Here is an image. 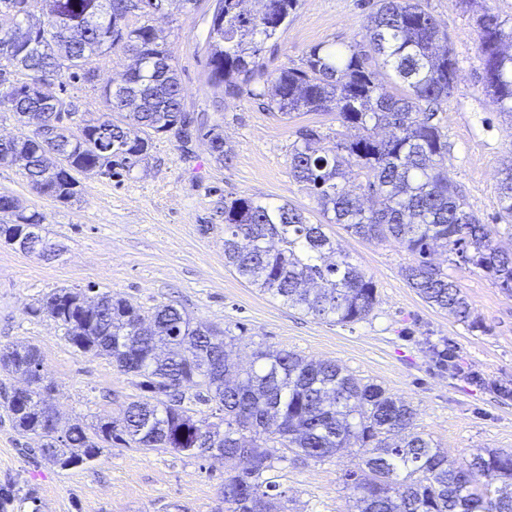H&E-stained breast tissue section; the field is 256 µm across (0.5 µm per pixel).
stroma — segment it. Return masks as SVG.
I'll list each match as a JSON object with an SVG mask.
<instances>
[{
	"label": "stroma",
	"instance_id": "stroma-1",
	"mask_svg": "<svg viewBox=\"0 0 512 512\" xmlns=\"http://www.w3.org/2000/svg\"><path fill=\"white\" fill-rule=\"evenodd\" d=\"M368 0H300L286 28L265 42L260 62L271 73L299 64L319 43H359ZM215 0L194 10L170 6L151 22L168 37L183 90V110L220 126L231 163L216 161L200 133L189 141L175 134L154 139L146 160L132 171L82 178L78 201L62 203L37 194L21 164L0 166V194L43 213L41 233L56 245L50 260L0 242V347L34 345L55 391L61 423L120 418L140 397L133 377L106 357L76 351L63 327L30 309L55 288L92 290L126 298L143 315L171 303L193 322L235 336L233 358L248 365L256 344L333 361L358 378L380 384L410 403L418 432L459 463L488 448L512 452V295L478 270L446 267L466 295L481 329L455 321L410 288L401 269L409 254L396 242L369 241L343 225L326 226L349 261L376 284L379 302L365 319L340 324L283 305L224 265V204L250 197L270 205L290 203L310 223L322 218L313 195L289 172V152L302 125L320 126L327 144L343 131L330 115L303 114L284 121L265 99L249 91L228 97L207 82L205 39ZM446 26L458 78L440 116L448 134V172L461 186L470 210L512 244V224L496 217V184L512 158V125L483 89L479 29L473 11L456 0H423ZM117 51L97 63L89 85L62 75L78 118L106 115L101 89L120 83L130 65ZM21 437L0 406V512H216L222 507L224 465L174 451L121 445L104 449L89 465L62 470L25 457L38 447ZM362 464L357 448L325 462L280 463L273 477L288 512H348L354 495L343 481L345 467Z\"/></svg>",
	"mask_w": 512,
	"mask_h": 512
}]
</instances>
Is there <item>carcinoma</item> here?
Listing matches in <instances>:
<instances>
[{
    "mask_svg": "<svg viewBox=\"0 0 512 512\" xmlns=\"http://www.w3.org/2000/svg\"><path fill=\"white\" fill-rule=\"evenodd\" d=\"M161 1L169 2L139 0L142 10L129 12L128 0H0V18L12 21L7 29L0 26V106L27 129L7 142L0 164L25 161L33 189L69 202L81 194L76 175L130 169L155 138L170 131L190 137L194 120L183 112L174 56L149 24ZM244 2L220 0L223 23L206 39L208 81L229 95L252 81L262 44L288 22L299 0H270L269 20L248 12ZM476 24L485 92L512 119V27L487 9ZM50 25L81 35L40 38L41 28ZM362 42L369 51L314 45L301 66L278 69L253 96L267 98V106L287 120L307 112L334 114L342 125L363 131L325 147L320 127H300L290 151L291 176L314 195L327 223L362 239L402 244L412 257L402 269L409 286L474 329L478 321L466 296L432 255L443 249L451 264L481 270L511 295L512 247L496 242L490 225L468 210L448 173V135L439 117L457 78L448 31L421 0H372ZM116 50L135 58L121 84L101 90L118 118L73 124L72 103L52 91L53 80L67 73L92 84L94 59ZM21 71L31 73L32 87L15 82ZM47 126L57 130L48 147L37 140ZM379 128L387 130L380 138ZM207 135L216 159L231 161L219 126ZM353 166L367 177L363 192L372 205L366 208L342 183ZM497 205L499 219L512 224V162L500 171ZM0 213L9 216L0 221V240L8 241L22 226L31 235L24 253L54 254L40 234L44 214L26 211L14 197ZM224 264L260 291L317 318L354 323L378 303L372 279L337 252L323 225L309 223L288 202L267 206L240 197L224 204ZM84 300L81 291L55 288L32 313L61 323L75 350L105 356L119 371L140 378L143 396L119 422L100 418L90 426L61 428L45 380L33 376L26 397L4 392L15 430L41 440L25 449L35 458L66 469L121 444L220 459L228 466L226 512H286L267 473L289 452L324 461L354 444L363 450L365 470L344 473L357 492L352 512H512V453L479 450L448 467L447 455L414 430L413 408L379 384L334 362L260 346L243 371L229 358L224 332L193 324L173 304L154 307L151 330L139 335L134 323L143 314L136 304L101 293L87 314ZM40 363L34 345L0 348L1 371L17 373ZM191 398L215 404L218 421L194 416L186 405ZM242 461L245 467H234Z\"/></svg>",
    "mask_w": 512,
    "mask_h": 512,
    "instance_id": "1",
    "label": "carcinoma"
}]
</instances>
